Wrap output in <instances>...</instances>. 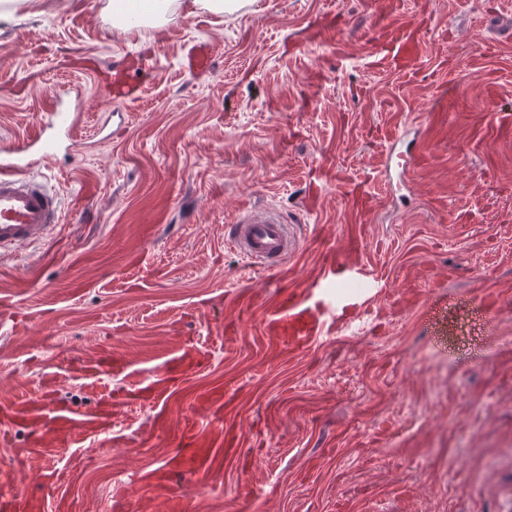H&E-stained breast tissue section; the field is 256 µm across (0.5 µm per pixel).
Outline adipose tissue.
I'll list each match as a JSON object with an SVG mask.
<instances>
[{"label": "adipose tissue", "mask_w": 512, "mask_h": 512, "mask_svg": "<svg viewBox=\"0 0 512 512\" xmlns=\"http://www.w3.org/2000/svg\"><path fill=\"white\" fill-rule=\"evenodd\" d=\"M243 6V0H110L108 4L113 18L121 21L126 32L141 28L147 20L154 27H164L181 12L221 16Z\"/></svg>", "instance_id": "ef3b65f1"}]
</instances>
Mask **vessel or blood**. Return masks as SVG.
I'll list each match as a JSON object with an SVG mask.
<instances>
[{"label":"vessel or blood","instance_id":"vessel-or-blood-1","mask_svg":"<svg viewBox=\"0 0 512 512\" xmlns=\"http://www.w3.org/2000/svg\"><path fill=\"white\" fill-rule=\"evenodd\" d=\"M426 28V23L418 24L406 17L385 18L366 50L369 66L412 80L423 77L429 66L423 40ZM462 105H477L485 112L484 122L468 138L470 145L512 141V110L500 107L494 83H483L479 97L475 98L467 90L442 82L434 87L428 110L410 117L395 115L378 127V138L389 147L385 158L379 161L380 166L401 175L426 167L435 157L447 128L456 124ZM47 125L48 132L0 148V255L49 236L61 210L59 196L35 174L32 162L54 158L57 135L75 136L76 117L53 112ZM342 190V199L356 214L357 221L345 225L342 247H335L330 238H320L314 257L315 274L306 281L284 270L286 262L299 250V239L275 207L247 206L236 224L231 225L228 243L266 270L277 288L274 302L263 318L266 335L286 339L296 347L308 345L324 334L332 311H341L351 320L361 317L358 296L346 292V285L366 281L376 286L381 282L374 266L361 260L368 243V223L376 209L373 189L369 184L347 179ZM208 364L206 350L177 342L162 375L140 382L127 390L123 399L129 404L149 405L166 412L172 394ZM127 366V358L112 349L99 350L80 360L79 367L92 378L97 395L96 409L84 414L54 402L47 391L0 401V426L22 428L28 434L26 447L15 454L14 467L0 474V512H18L15 486L28 477L35 486L28 498L29 508L31 512H42L43 495L55 488L57 471L46 467L36 476H29L26 460L47 450L81 448L88 439L111 432L108 411L113 391L103 377L121 373ZM193 401L212 415V429L200 430L193 418H184L173 454L162 466L141 471L138 477L153 495L164 499L168 512L192 509L172 485V474H188L198 484H205L217 463L216 445L233 448L238 442L237 434L224 430V420L233 410V397L227 388H210L194 396Z\"/></svg>","mask_w":512,"mask_h":512}]
</instances>
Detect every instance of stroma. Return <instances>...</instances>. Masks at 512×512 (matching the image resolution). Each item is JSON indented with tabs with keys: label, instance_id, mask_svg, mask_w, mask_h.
<instances>
[{
	"label": "stroma",
	"instance_id": "35a3bbf8",
	"mask_svg": "<svg viewBox=\"0 0 512 512\" xmlns=\"http://www.w3.org/2000/svg\"><path fill=\"white\" fill-rule=\"evenodd\" d=\"M106 3L39 0L0 26V145L31 133L62 90L80 93L77 142L38 167L66 221L0 260V400L48 383L89 408L78 358L127 353L128 370L109 379L121 391L160 370L181 335L212 358L175 406L188 413L192 392L220 384L240 427L207 491L178 477L195 512H512V146L472 151L450 138L403 206L389 200L404 192L392 177L369 227L382 285L366 292L368 313L306 348L264 335L275 285L225 241L248 203L279 207L303 241L339 240L350 218L339 180L370 173L386 116L432 96L366 65L377 15L431 18L432 62L454 61L440 79L474 94L494 82L512 107V0H251L132 33ZM205 52L211 67L187 72ZM127 73L140 78L137 97L124 129L103 137ZM324 161L337 178L310 215L303 202ZM436 193L446 209L432 206ZM161 196L171 204L142 266L115 270L117 239ZM145 275L149 286L131 290ZM85 279L92 287L71 293ZM246 297L255 307L244 315ZM485 298L501 309L493 328ZM437 300L447 314L434 324ZM237 318L240 334L221 336ZM153 415L115 406L122 443L87 448L91 464L61 489L81 512H112L117 482L126 512H166L137 482L172 452Z\"/></svg>",
	"mask_w": 512,
	"mask_h": 512
}]
</instances>
